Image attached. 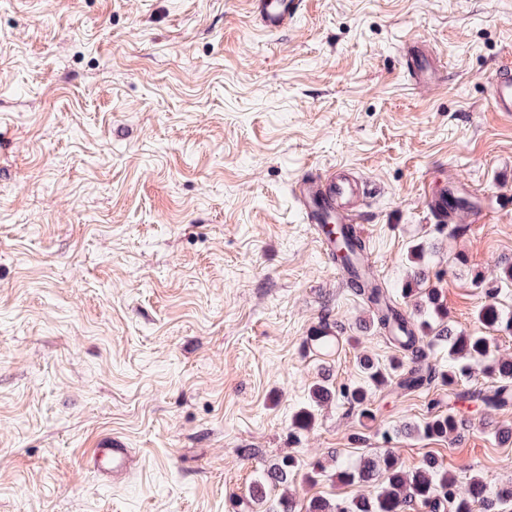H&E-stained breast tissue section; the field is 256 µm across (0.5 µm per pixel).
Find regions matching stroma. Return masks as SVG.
Returning a JSON list of instances; mask_svg holds the SVG:
<instances>
[{
  "instance_id": "1",
  "label": "stroma",
  "mask_w": 512,
  "mask_h": 512,
  "mask_svg": "<svg viewBox=\"0 0 512 512\" xmlns=\"http://www.w3.org/2000/svg\"><path fill=\"white\" fill-rule=\"evenodd\" d=\"M305 3L266 34L248 0H0V512H276L285 490L305 512L371 491L308 481L310 462L387 450L408 470L435 457L462 494L512 485L495 434L512 406L487 415L437 381L372 389L368 419L351 407L360 356L398 350L293 193L356 176L376 278L413 311L423 244L427 287L476 329L512 259V117L488 82L512 59V0ZM413 42L440 82L409 79ZM447 191L466 201L454 233L427 204ZM322 380L333 402L296 426ZM450 409L460 436L420 433ZM106 436L141 460L118 485L84 463ZM288 455L294 482L251 503ZM423 253V248L415 246L414 249L410 252L411 263L413 264V270L410 275V278L405 283V288L403 289V295L405 298L417 296L419 285L427 278L428 273L427 270L421 266V254Z\"/></svg>"
}]
</instances>
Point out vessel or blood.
I'll list each match as a JSON object with an SVG mask.
<instances>
[{"mask_svg":"<svg viewBox=\"0 0 512 512\" xmlns=\"http://www.w3.org/2000/svg\"><path fill=\"white\" fill-rule=\"evenodd\" d=\"M298 0H251L250 13L262 30L279 33L287 29L298 13ZM406 69L415 84L423 85L438 76L439 70L424 50L407 54ZM492 104L495 111L512 112V65H500L491 76ZM295 192L305 211L307 221L313 224L322 248H329L330 238L324 224L329 215L339 216L342 222H354V215L342 213L341 208L356 193L355 185L346 178L322 175L297 182ZM87 467L100 476L112 480L128 477L134 466V456L125 442L112 438L100 447L90 449L85 458Z\"/></svg>","mask_w":512,"mask_h":512,"instance_id":"1","label":"vessel or blood"}]
</instances>
